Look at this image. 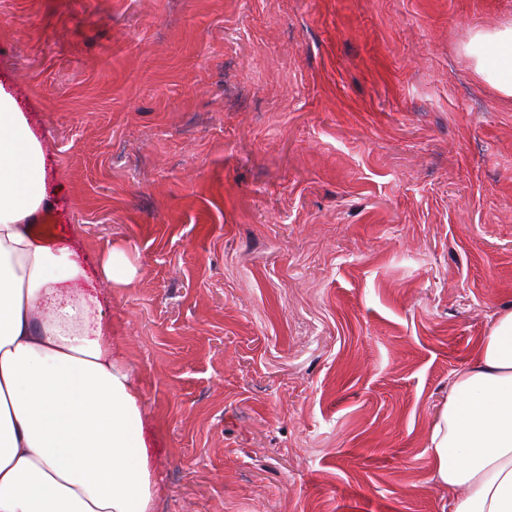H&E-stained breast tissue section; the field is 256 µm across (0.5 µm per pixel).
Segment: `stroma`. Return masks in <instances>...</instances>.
<instances>
[{"mask_svg":"<svg viewBox=\"0 0 512 512\" xmlns=\"http://www.w3.org/2000/svg\"><path fill=\"white\" fill-rule=\"evenodd\" d=\"M512 0H0V80L112 335L156 512H444L429 435L512 309ZM465 52L486 83L504 97L512 98V22L476 31Z\"/></svg>","mask_w":512,"mask_h":512,"instance_id":"35a3bbf8","label":"stroma"}]
</instances>
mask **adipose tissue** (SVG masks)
<instances>
[{
  "label": "adipose tissue",
  "instance_id": "1",
  "mask_svg": "<svg viewBox=\"0 0 512 512\" xmlns=\"http://www.w3.org/2000/svg\"><path fill=\"white\" fill-rule=\"evenodd\" d=\"M475 72L512 98V22L476 31ZM40 139L0 82V512H155L141 393L112 338L107 296L122 256L88 264L33 220L49 207ZM448 512H512V310L455 372L430 433Z\"/></svg>",
  "mask_w": 512,
  "mask_h": 512
}]
</instances>
